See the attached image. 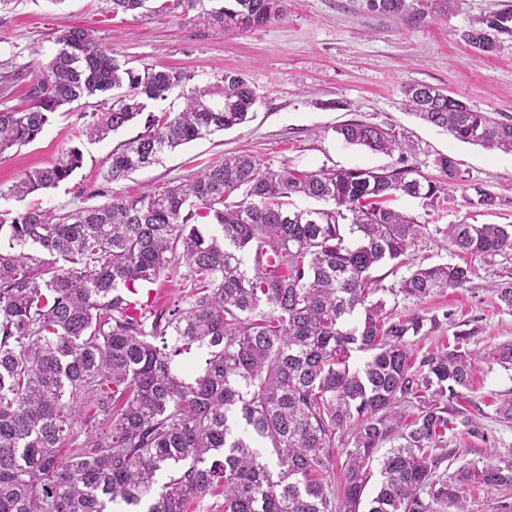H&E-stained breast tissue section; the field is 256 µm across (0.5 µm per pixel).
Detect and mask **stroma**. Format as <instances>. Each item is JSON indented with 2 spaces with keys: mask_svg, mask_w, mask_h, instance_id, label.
<instances>
[{
  "mask_svg": "<svg viewBox=\"0 0 512 512\" xmlns=\"http://www.w3.org/2000/svg\"><path fill=\"white\" fill-rule=\"evenodd\" d=\"M152 4L149 14L115 15L106 0H11L0 8V109L27 107L32 81L59 48L57 36L66 28L85 26L131 67L153 64L188 74L184 89L149 102L148 113L180 111L183 90L215 85L224 72L233 71L255 93L249 121L108 183L101 177L107 157L142 134L146 119L138 117L107 139L92 141L86 130L104 107L96 97L81 101L55 113L34 142L0 154V211L15 213L28 203L47 209L99 205L193 179L208 165L240 154L306 172L398 165V156L346 144L336 132L354 120L373 123L408 137L413 149L403 161L422 176L438 177L435 160L441 155L459 164L460 178L448 202L434 208L406 196L390 202L426 227L413 254L415 263H467L473 270L465 287L423 300L396 297L398 311L438 322L429 335L414 340L415 357L453 345L463 332L476 350L512 343V309L500 306L491 292L493 285L512 280V251L471 257L448 240L452 224H512V153L458 141L421 122L403 94L407 85L426 84L512 122V32L502 34L492 53L463 39L479 20L504 11L506 0H451L445 11L424 20L373 12L367 0H288L282 19L233 30L197 19L182 0ZM74 146L82 150L84 162L68 181L23 202L8 196L21 174L48 166ZM478 187L496 197L495 209L472 205ZM511 394L512 365L477 363L471 389L455 406L478 433L469 435L464 424L449 435L452 457L442 470L452 476L471 460L512 451V421L495 414L501 399Z\"/></svg>",
  "mask_w": 512,
  "mask_h": 512,
  "instance_id": "obj_1",
  "label": "stroma"
}]
</instances>
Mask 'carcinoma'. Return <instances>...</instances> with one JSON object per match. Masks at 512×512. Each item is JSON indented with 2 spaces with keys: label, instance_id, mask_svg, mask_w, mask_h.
<instances>
[{
  "label": "carcinoma",
  "instance_id": "1",
  "mask_svg": "<svg viewBox=\"0 0 512 512\" xmlns=\"http://www.w3.org/2000/svg\"><path fill=\"white\" fill-rule=\"evenodd\" d=\"M108 2L135 12L149 0ZM185 2L227 28L266 25L287 10V0ZM368 2L373 12L424 19L441 0ZM484 30L503 32L500 19L464 38L492 53L499 41L475 38ZM57 43L31 85L32 104L0 111V154L35 141L60 108L110 92L87 129L103 140L189 80L172 68L128 67L88 28H70ZM221 82L191 90L179 112L149 115L145 132L106 159L105 180L243 123L253 90L231 72ZM404 94L419 119L455 139L512 152V123L425 84ZM337 133L372 152L413 150L363 121ZM436 165L442 181L408 165L299 172L241 155L162 191L1 213L0 512H108L118 500L129 512L146 500V512H187L218 491L224 512H336L330 475L340 431L353 444L343 451L342 512H469L464 482L512 491V453L473 460L454 477L438 473L435 454L457 429L453 401L472 385L475 363L511 365L512 344L481 354L460 335L417 360L408 338L425 318L372 299L374 268L403 264L424 236L425 225L386 202L406 195L437 205L460 175L451 157ZM82 166L83 153L70 148L24 173L9 195L22 201L55 188ZM202 212L211 225L196 223ZM448 239L462 253L501 255L512 251V224H450ZM170 277L183 288L181 305L132 304V290ZM470 277L466 265L418 267L399 292L423 299ZM492 292L512 309V281ZM194 344L203 366L175 360ZM354 352L369 357L354 367ZM256 441L272 449L277 471Z\"/></svg>",
  "mask_w": 512,
  "mask_h": 512
}]
</instances>
